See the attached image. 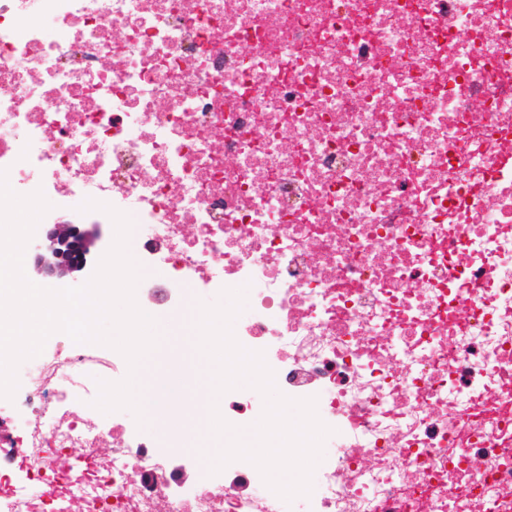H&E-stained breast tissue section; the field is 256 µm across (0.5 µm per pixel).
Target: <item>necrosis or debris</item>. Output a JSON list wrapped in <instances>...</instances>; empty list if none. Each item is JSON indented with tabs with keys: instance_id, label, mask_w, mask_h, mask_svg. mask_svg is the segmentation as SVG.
I'll list each match as a JSON object with an SVG mask.
<instances>
[{
	"instance_id": "obj_1",
	"label": "necrosis or debris",
	"mask_w": 512,
	"mask_h": 512,
	"mask_svg": "<svg viewBox=\"0 0 512 512\" xmlns=\"http://www.w3.org/2000/svg\"><path fill=\"white\" fill-rule=\"evenodd\" d=\"M0 169L131 215L138 304L249 284L240 343L334 429L284 502L102 418L127 362L65 337L0 512H512V0H0Z\"/></svg>"
}]
</instances>
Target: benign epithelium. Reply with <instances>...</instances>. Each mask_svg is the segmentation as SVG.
<instances>
[{
	"label": "benign epithelium",
	"mask_w": 512,
	"mask_h": 512,
	"mask_svg": "<svg viewBox=\"0 0 512 512\" xmlns=\"http://www.w3.org/2000/svg\"><path fill=\"white\" fill-rule=\"evenodd\" d=\"M100 239L97 224H48L30 245L34 269L57 283L75 282L87 269Z\"/></svg>",
	"instance_id": "7a95c632"
}]
</instances>
